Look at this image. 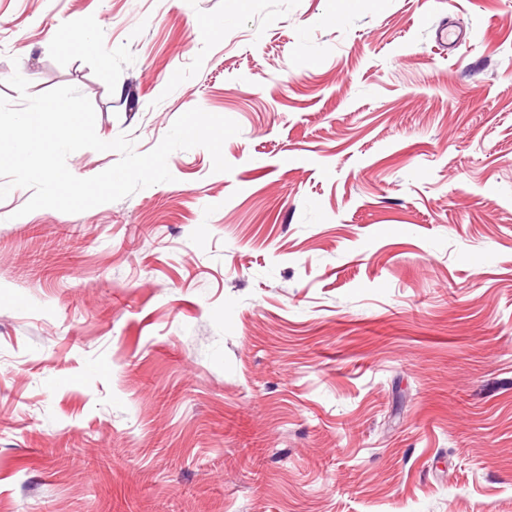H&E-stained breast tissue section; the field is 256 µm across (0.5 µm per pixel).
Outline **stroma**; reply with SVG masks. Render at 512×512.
Here are the masks:
<instances>
[{
  "label": "stroma",
  "instance_id": "obj_1",
  "mask_svg": "<svg viewBox=\"0 0 512 512\" xmlns=\"http://www.w3.org/2000/svg\"><path fill=\"white\" fill-rule=\"evenodd\" d=\"M16 72L240 132L0 200V512H512V0H0Z\"/></svg>",
  "mask_w": 512,
  "mask_h": 512
}]
</instances>
